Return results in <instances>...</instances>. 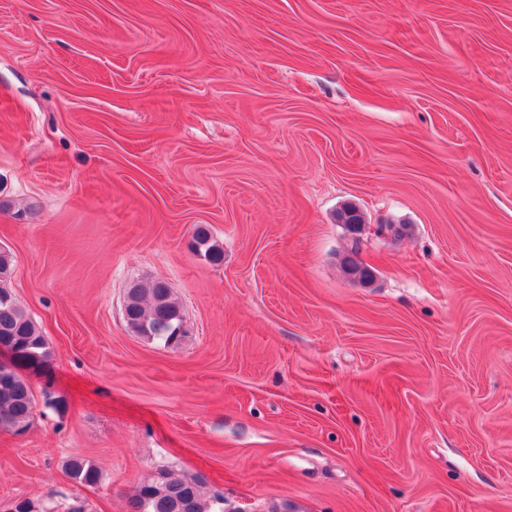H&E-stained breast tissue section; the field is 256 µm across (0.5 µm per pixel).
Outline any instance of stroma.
I'll use <instances>...</instances> for the list:
<instances>
[{"mask_svg":"<svg viewBox=\"0 0 512 512\" xmlns=\"http://www.w3.org/2000/svg\"><path fill=\"white\" fill-rule=\"evenodd\" d=\"M0 247L52 352L0 512H512V0H0ZM338 222L345 224L353 235L354 246L360 244V231L364 228L366 222L362 211L355 204H347L338 214ZM341 263L348 269V275L356 281L369 283L375 277L374 269L362 262L358 258V253L352 250L343 255ZM124 318L136 334L168 345L167 329L183 324L182 308L172 289L163 281H155L149 288L133 285L126 292ZM172 328V329H173ZM68 473L74 484L80 486H92L100 482L98 469L85 460L75 458L68 462ZM224 498L208 499L203 483L170 470H159L158 476L140 485L128 501L129 512H224L218 501Z\"/></svg>","mask_w":512,"mask_h":512,"instance_id":"1","label":"stroma"}]
</instances>
